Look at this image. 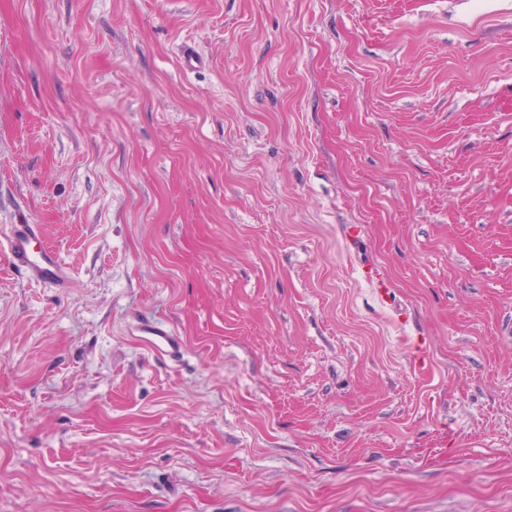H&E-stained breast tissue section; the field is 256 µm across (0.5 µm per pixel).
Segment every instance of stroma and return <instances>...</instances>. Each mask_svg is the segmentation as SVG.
Returning <instances> with one entry per match:
<instances>
[{
  "instance_id": "35a3bbf8",
  "label": "stroma",
  "mask_w": 512,
  "mask_h": 512,
  "mask_svg": "<svg viewBox=\"0 0 512 512\" xmlns=\"http://www.w3.org/2000/svg\"><path fill=\"white\" fill-rule=\"evenodd\" d=\"M14 224L0 512H512V0H0ZM39 234V226L36 224H14L6 239L9 262L39 282L58 287L68 286L70 277L57 251L47 244L38 251L34 250V242ZM138 336H141L152 353H174L180 350L179 342L172 332L157 322H143L138 330Z\"/></svg>"
}]
</instances>
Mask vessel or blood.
I'll return each mask as SVG.
<instances>
[{"mask_svg": "<svg viewBox=\"0 0 512 512\" xmlns=\"http://www.w3.org/2000/svg\"><path fill=\"white\" fill-rule=\"evenodd\" d=\"M38 225L17 224L6 239V252L12 266L25 270L35 280L58 287L68 286L70 277L57 251L52 247L35 248ZM150 351L173 353L179 351L178 340L170 330L153 321H145L138 331Z\"/></svg>", "mask_w": 512, "mask_h": 512, "instance_id": "b4317fda", "label": "vessel or blood"}]
</instances>
